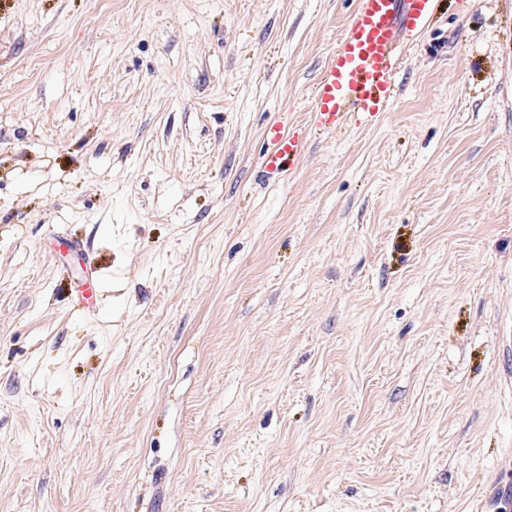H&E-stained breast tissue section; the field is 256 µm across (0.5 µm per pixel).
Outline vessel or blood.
Wrapping results in <instances>:
<instances>
[{
	"instance_id": "b4317fda",
	"label": "vessel or blood",
	"mask_w": 512,
	"mask_h": 512,
	"mask_svg": "<svg viewBox=\"0 0 512 512\" xmlns=\"http://www.w3.org/2000/svg\"><path fill=\"white\" fill-rule=\"evenodd\" d=\"M434 6L435 0H359L350 27L314 87L313 122L337 131L356 114L383 111L390 100L388 77L398 41L422 31ZM266 141L261 165L269 177L283 173L302 150L298 135L283 124L271 127Z\"/></svg>"
}]
</instances>
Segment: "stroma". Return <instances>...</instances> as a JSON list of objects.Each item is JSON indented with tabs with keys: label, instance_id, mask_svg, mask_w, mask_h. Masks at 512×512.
Returning a JSON list of instances; mask_svg holds the SVG:
<instances>
[{
	"label": "stroma",
	"instance_id": "obj_1",
	"mask_svg": "<svg viewBox=\"0 0 512 512\" xmlns=\"http://www.w3.org/2000/svg\"><path fill=\"white\" fill-rule=\"evenodd\" d=\"M357 7L0 0V512H491L512 0H438L385 111L318 130ZM267 147L262 169L267 177L283 173L286 163L293 161L302 150V141L284 124L272 126L266 134Z\"/></svg>",
	"mask_w": 512,
	"mask_h": 512
}]
</instances>
